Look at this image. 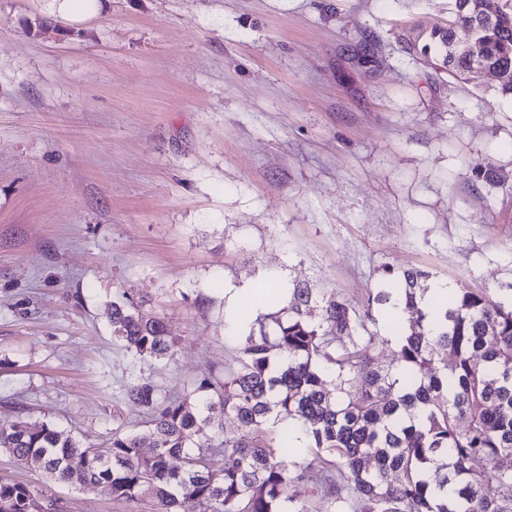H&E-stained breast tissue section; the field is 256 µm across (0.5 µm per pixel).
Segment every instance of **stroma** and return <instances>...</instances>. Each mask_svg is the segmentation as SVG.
<instances>
[{
  "instance_id": "obj_1",
  "label": "stroma",
  "mask_w": 512,
  "mask_h": 512,
  "mask_svg": "<svg viewBox=\"0 0 512 512\" xmlns=\"http://www.w3.org/2000/svg\"><path fill=\"white\" fill-rule=\"evenodd\" d=\"M448 19V0H0V427L106 447L143 427L142 377L196 406L247 340L224 289L259 277L362 307L385 267H418L511 302L512 98L403 47ZM125 294L171 359L116 341ZM0 481L54 512H154L1 450Z\"/></svg>"
}]
</instances>
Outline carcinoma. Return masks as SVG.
Masks as SVG:
<instances>
[{
    "mask_svg": "<svg viewBox=\"0 0 512 512\" xmlns=\"http://www.w3.org/2000/svg\"><path fill=\"white\" fill-rule=\"evenodd\" d=\"M449 5L448 26L431 30L422 51L435 48L448 75L468 80L472 59L451 54V36L492 14L477 57L505 75L498 92L512 94V0ZM429 278L417 267L387 268L388 288L362 312L297 287L287 319L259 325L222 378L199 382L197 411L141 379L125 398L149 415L142 431L117 429L107 447L92 448L48 422L21 420L0 427V449L57 483L101 485L115 502L149 501L156 512H177L183 499L201 512H308L289 495L299 481L310 483L320 512H512V469L501 464L512 456V303L459 288L436 301L446 321L436 333L418 301ZM394 293L416 321L397 365L385 368L370 356L384 341L369 328L371 308ZM317 300L313 323L304 311ZM109 319L126 350L172 356L177 337L133 299L112 302ZM225 416L237 421L231 434ZM290 421L314 451L291 467ZM49 510L29 486L0 481V512Z\"/></svg>",
    "mask_w": 512,
    "mask_h": 512,
    "instance_id": "carcinoma-1",
    "label": "carcinoma"
}]
</instances>
